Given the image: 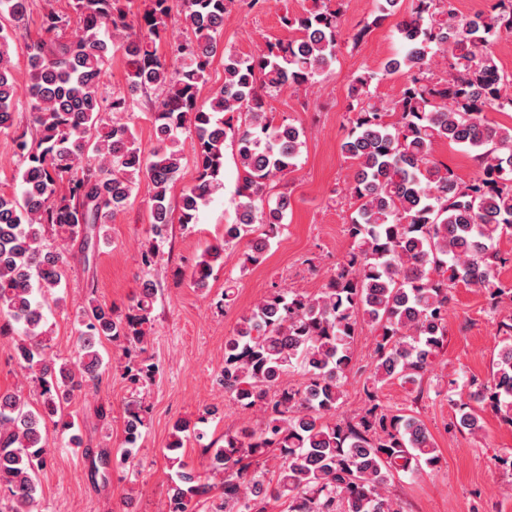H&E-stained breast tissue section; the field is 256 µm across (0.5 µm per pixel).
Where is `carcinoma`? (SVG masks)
Returning a JSON list of instances; mask_svg holds the SVG:
<instances>
[{"instance_id":"1","label":"carcinoma","mask_w":512,"mask_h":512,"mask_svg":"<svg viewBox=\"0 0 512 512\" xmlns=\"http://www.w3.org/2000/svg\"><path fill=\"white\" fill-rule=\"evenodd\" d=\"M265 0H182L190 33L174 42L173 60L157 53L166 38L170 0H148L132 19L120 0H71L73 17H43L42 36L28 45L26 111L33 142L19 140L21 195L0 191V327L20 336L18 364L40 387L32 403L21 392L0 391V512H39V472L47 455L49 427L67 431L65 408L102 379L98 346L104 340L125 353L141 347L156 298L149 279L127 312L92 300L78 316L77 351L64 362L47 355L44 309L60 286L69 253L51 248L47 233L80 240L82 256L105 237L108 219L125 208L138 181L153 188L151 231L163 237L173 223L168 201L183 154L176 133L194 144L196 177L184 189L178 223H196L200 209L221 187L224 144L232 138L239 161L236 220L224 225V243L209 246L192 270V284L206 291L224 246L251 234L244 263L262 260L283 223L285 196L271 201L268 187L296 167L305 144L303 127L275 122L267 98L285 90L306 92L328 72L341 48V6L314 0L302 14H285L292 33L269 41L256 55L224 53V84L201 100L210 62L222 50L224 16L238 3L254 10ZM398 25L404 50L388 58L385 76L403 78L398 98L370 91L377 72L354 78L350 125L342 152L354 167L347 193L354 211L351 247L318 295L274 291L243 316L224 339V392L245 408L257 407L256 428L224 433L204 452L206 476L179 458L168 491L169 512H190L192 502L220 490L215 512H267L280 500L285 512H400L387 494L396 476L434 470L440 455L417 415L383 407L378 392L399 380L423 399V382L447 341L448 308L460 283L487 293L508 314L497 323L502 346L488 381H449L469 388L455 403L453 426L482 430L486 407L512 423V289L498 270L512 263L499 248L512 236V126L487 112L512 110V75L496 64L489 46L512 34V0H497L485 20H462L451 0H412ZM29 0H0V131L14 125L19 101L10 42L27 37L21 23ZM123 39L129 95L107 99L103 77L112 39ZM442 56L446 76L434 74ZM154 91L151 120L157 144L145 152L122 115L129 96ZM446 142L471 154L479 173L465 181L435 156ZM374 331V360L365 379L364 405L336 419L344 386L355 369L359 326ZM133 384L158 368L128 362ZM302 382L291 384L292 373ZM145 426L144 409L125 412L120 456L110 448H82L92 481H108L114 459L134 463ZM205 433L178 420L168 451ZM274 460V469L267 461Z\"/></svg>"}]
</instances>
